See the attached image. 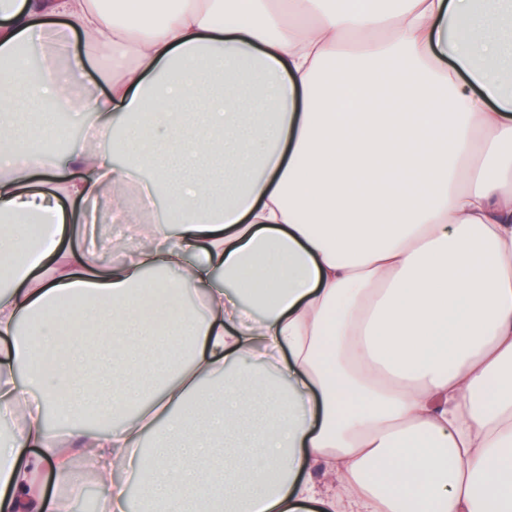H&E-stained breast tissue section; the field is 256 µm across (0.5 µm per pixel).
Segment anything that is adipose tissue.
Here are the masks:
<instances>
[{"label": "adipose tissue", "mask_w": 512, "mask_h": 512, "mask_svg": "<svg viewBox=\"0 0 512 512\" xmlns=\"http://www.w3.org/2000/svg\"><path fill=\"white\" fill-rule=\"evenodd\" d=\"M153 5L0 0V60L111 51L97 138L27 164L10 112L71 87L0 81V512H65L77 454L109 512L127 467L147 512H512V0ZM138 174L150 248H60L63 199L141 223ZM92 397L116 427L48 430Z\"/></svg>", "instance_id": "adipose-tissue-1"}]
</instances>
